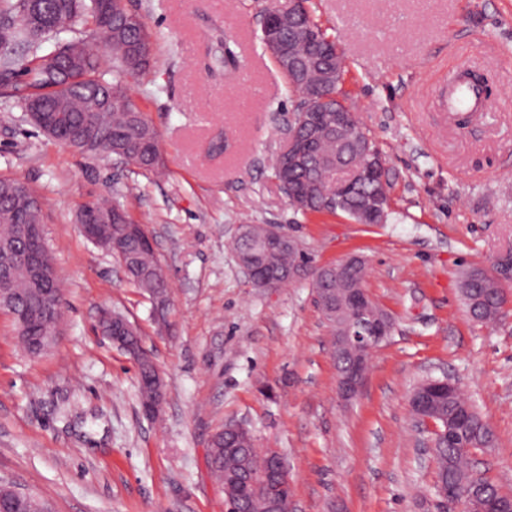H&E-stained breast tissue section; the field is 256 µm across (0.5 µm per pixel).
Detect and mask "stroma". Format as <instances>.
<instances>
[{
	"instance_id": "stroma-1",
	"label": "stroma",
	"mask_w": 512,
	"mask_h": 512,
	"mask_svg": "<svg viewBox=\"0 0 512 512\" xmlns=\"http://www.w3.org/2000/svg\"><path fill=\"white\" fill-rule=\"evenodd\" d=\"M287 2L126 0L155 34L149 71L127 85L159 132V172L76 154L20 98L0 104V178L37 194L63 292L61 334L37 358L0 312V484L54 512H225L207 452L236 421L284 457L294 512H441L432 435L408 400L446 376L494 431V447L471 453L478 470L512 494V301L479 324L457 287L462 270L512 255V0H310L344 63L343 100L386 159L384 224L297 213L274 176L298 98L260 19ZM466 67L487 75L493 111L436 107L433 88ZM101 195L153 241L166 329L80 231V206ZM241 224L280 225L318 265L365 259V288L395 327L352 401L309 280L254 287L229 247ZM105 310L137 324L161 369L159 420L140 408L133 359L97 333Z\"/></svg>"
}]
</instances>
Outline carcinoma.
I'll return each mask as SVG.
<instances>
[{
	"label": "carcinoma",
	"instance_id": "carcinoma-1",
	"mask_svg": "<svg viewBox=\"0 0 512 512\" xmlns=\"http://www.w3.org/2000/svg\"><path fill=\"white\" fill-rule=\"evenodd\" d=\"M0 0V17L9 20L0 25V98L10 99L19 89L18 77H25L28 89L25 109L32 122L62 146L89 153L130 157L135 169L153 172L161 166L158 133L132 99L125 78L146 73L152 62V33L141 16L130 12L125 0ZM307 38L299 41L301 55L324 48L332 54L336 46L327 32L303 8ZM94 27L95 40L112 51V80L104 78L95 44L79 36L77 21ZM27 47L32 58L23 63L14 54V46ZM322 121L302 131L317 149L301 165L288 169V201L302 214L342 213L349 219L368 208L377 199H389L388 181L378 176L365 182L346 184L345 172L326 164L336 157L337 142L332 130L336 102L321 92L311 100ZM360 149L348 154L349 166L363 161V149L376 145L356 128ZM40 201L30 188L16 190V180L0 178V253L11 260L9 305L21 311L37 298L41 289L31 273V249L16 234L18 224H41ZM122 224H101L100 233L116 240L127 257L140 269L133 277L139 288L156 300L168 298V282L152 248L138 237L126 235ZM248 235L232 244L241 255L259 254L270 266L286 269L303 266L309 271L312 287H322L320 268L303 244L266 253L263 249L265 225H246ZM459 290L469 316L476 322H495L507 302V293L499 279L483 269L462 273ZM53 324L38 316L28 324L21 339L24 347L46 345ZM155 370L149 361L139 362L140 406L153 414L161 404L154 387ZM466 417V446L445 436L436 438L433 448L439 482L456 485L463 512H471L478 489L487 512H508L512 495L474 472L469 457L471 448H491L494 432L477 408L457 395L442 393L432 404L431 418L438 425ZM253 436L240 439L230 432H217L210 444L208 466L224 488L236 497L239 512H266L256 488L266 476L269 463L253 452Z\"/></svg>",
	"mask_w": 512,
	"mask_h": 512
}]
</instances>
